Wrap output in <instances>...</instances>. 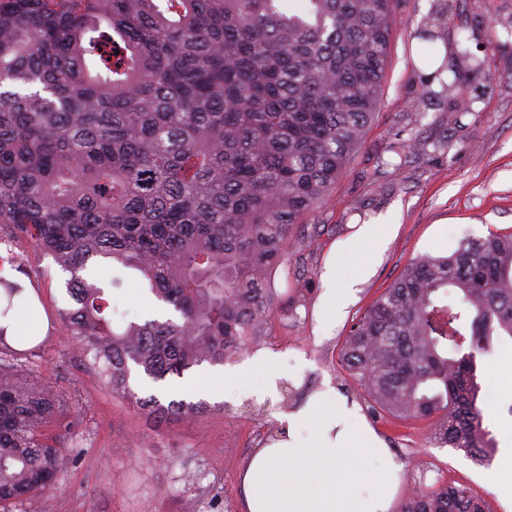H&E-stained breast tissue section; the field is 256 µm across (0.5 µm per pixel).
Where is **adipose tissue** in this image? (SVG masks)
<instances>
[{
    "label": "adipose tissue",
    "instance_id": "1",
    "mask_svg": "<svg viewBox=\"0 0 512 512\" xmlns=\"http://www.w3.org/2000/svg\"><path fill=\"white\" fill-rule=\"evenodd\" d=\"M318 319L330 326L351 302L354 283L328 264ZM9 336H41L47 329L36 293L24 288L17 304L0 315ZM275 354L262 352L225 371V380L260 382L273 391ZM284 435L257 448L241 474L245 512H392L403 465L366 421L359 403L327 386L286 413ZM307 439H299L300 431ZM368 492H358V485Z\"/></svg>",
    "mask_w": 512,
    "mask_h": 512
}]
</instances>
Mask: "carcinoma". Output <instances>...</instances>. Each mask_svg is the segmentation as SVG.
I'll return each instance as SVG.
<instances>
[{
  "mask_svg": "<svg viewBox=\"0 0 512 512\" xmlns=\"http://www.w3.org/2000/svg\"><path fill=\"white\" fill-rule=\"evenodd\" d=\"M0 0V239L71 274L60 312L91 366L164 420L205 403L139 398L222 365L265 335L288 240L364 144L382 99L394 0ZM440 12L418 37L434 47ZM483 62L465 42L434 72L453 94ZM134 271L173 314L120 320L93 281ZM512 340V232L411 260L340 349L380 418L427 423L428 442L491 465L480 360ZM35 336L0 329V512L52 489L72 458L65 399L14 361ZM400 512H488L464 485L418 490Z\"/></svg>",
  "mask_w": 512,
  "mask_h": 512,
  "instance_id": "cac0c4a2",
  "label": "carcinoma"
}]
</instances>
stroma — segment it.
<instances>
[{"instance_id":"stroma-1","label":"stroma","mask_w":512,"mask_h":512,"mask_svg":"<svg viewBox=\"0 0 512 512\" xmlns=\"http://www.w3.org/2000/svg\"><path fill=\"white\" fill-rule=\"evenodd\" d=\"M440 0H396L384 92L375 120L354 161L338 178L320 208L302 217L288 246L287 267L274 273V286L289 301L278 306L260 343L246 354L277 353L284 392L246 395L245 385L203 388L212 373L202 363L155 383L132 381L138 397L161 402H204L198 413L157 420L114 394L91 367V357L71 338L59 313L68 302L66 272L52 257L22 241L0 244V271L22 261L48 319L43 343L20 365L69 402L78 404L79 426L69 440L79 455L52 490L25 501L16 512H243L239 477L250 455L279 427L283 413L301 405L323 381L337 392L363 401L359 386L341 367L339 352L351 324L417 256L444 254L464 235L512 231V48L504 25L512 20V0H460L444 38L466 36L480 71L466 73L462 97L472 110L452 111L447 101L425 110L417 104L431 87L416 66L415 33L435 15ZM427 151L412 154L410 139ZM396 221L384 250L370 260V277L358 285L346 315L321 327L315 307L323 292L324 265L335 256L344 278H352L353 237L361 225ZM103 286L123 280L114 302L130 318H152L137 276L99 265ZM484 412L496 447L495 462L512 458V385L487 393ZM404 465L398 500L417 488L448 481L471 488L490 512H506L491 481L492 468L475 464L463 451L426 442L424 424L370 418Z\"/></svg>"}]
</instances>
